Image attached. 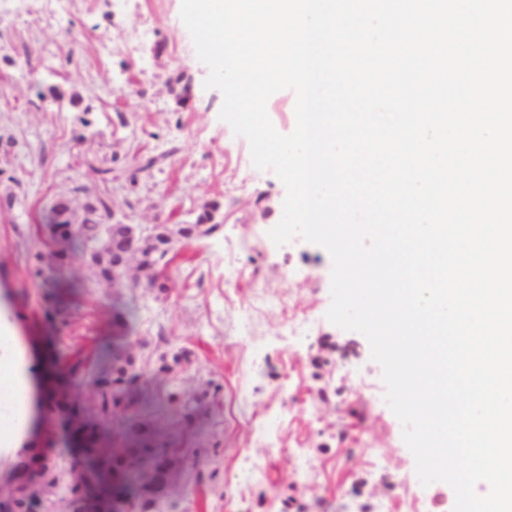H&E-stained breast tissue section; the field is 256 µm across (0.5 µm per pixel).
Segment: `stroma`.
Instances as JSON below:
<instances>
[{
  "label": "stroma",
  "instance_id": "stroma-1",
  "mask_svg": "<svg viewBox=\"0 0 512 512\" xmlns=\"http://www.w3.org/2000/svg\"><path fill=\"white\" fill-rule=\"evenodd\" d=\"M181 0H70L52 18L43 0H25L0 20V318L10 324L28 361L32 383L45 366L64 370L93 354L105 338L124 337L138 365L154 369L162 354L187 350L186 382L159 375L162 391L180 401L156 417L169 448L166 496L182 512H452L455 493L436 482L407 488L415 469L398 419L380 406L382 368L367 339L335 326L332 260L299 241L282 248L267 236L280 221L286 190L274 171H256L250 147L219 113L223 96L208 89L207 66L180 18ZM148 32L139 45L132 32ZM111 42L112 54L100 51ZM164 155L152 175L139 159ZM109 169L108 182L93 167ZM90 194L108 190L115 221L170 229L211 212L220 227L196 239L175 238L159 268L164 294L145 285L95 283L84 260L73 259L70 288H50L33 276L29 258L45 251L53 202L75 183ZM267 306L250 332L241 319L255 291ZM131 302L139 320L128 331L116 304ZM320 317L312 339L282 338L280 304ZM68 307L69 325L51 318ZM219 403L196 418L197 442L181 444L183 407H194L207 383ZM283 409L279 451L252 436L251 421ZM30 457L50 461L83 456L69 426L32 394ZM265 476L238 483L243 457ZM219 467L220 490L197 485L196 468ZM309 477H301V469ZM24 489L42 498L34 469L0 455V498Z\"/></svg>",
  "mask_w": 512,
  "mask_h": 512
}]
</instances>
